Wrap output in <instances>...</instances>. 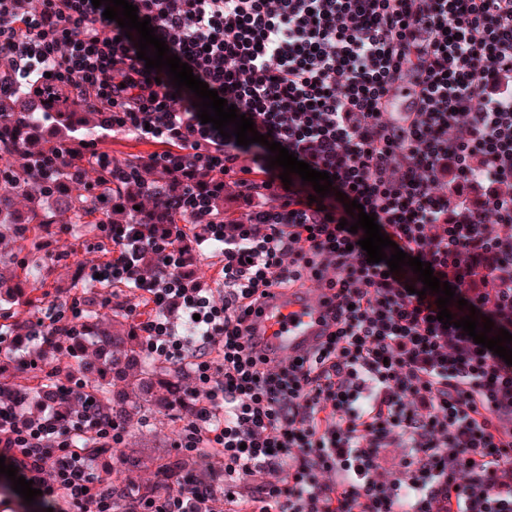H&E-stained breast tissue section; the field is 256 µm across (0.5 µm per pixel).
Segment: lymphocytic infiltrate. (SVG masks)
I'll return each mask as SVG.
<instances>
[{
    "instance_id": "f902f5d3",
    "label": "lymphocytic infiltrate",
    "mask_w": 512,
    "mask_h": 512,
    "mask_svg": "<svg viewBox=\"0 0 512 512\" xmlns=\"http://www.w3.org/2000/svg\"><path fill=\"white\" fill-rule=\"evenodd\" d=\"M172 54L221 91L255 131L328 172L386 236L440 281L476 276L471 298L512 323V0H132ZM427 40H419L420 30ZM0 77L77 109L104 130L153 145L139 158L94 152L112 200L141 185L172 230L104 224V273L139 301L132 330L206 390L178 440L224 464V488L196 478L129 512H512V365L437 321V293L410 268L371 263L323 200L295 196L247 148L201 123L162 70H146L124 29L91 0H0ZM417 109L381 119L397 85ZM234 191L247 212L225 215ZM210 251L215 297L183 255ZM159 259L141 268L145 252ZM326 288L320 344L271 362L247 335L265 293ZM181 311L190 335L171 315ZM125 424L93 412L21 423L0 407V456L43 497L115 512L86 439L117 451ZM405 454L379 472L383 450ZM258 471L271 481L253 487Z\"/></svg>"
}]
</instances>
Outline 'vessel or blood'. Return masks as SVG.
Wrapping results in <instances>:
<instances>
[{
  "mask_svg": "<svg viewBox=\"0 0 512 512\" xmlns=\"http://www.w3.org/2000/svg\"><path fill=\"white\" fill-rule=\"evenodd\" d=\"M324 291L305 288L297 294L269 298L261 316L250 318L252 332L281 358L305 353L323 332Z\"/></svg>",
  "mask_w": 512,
  "mask_h": 512,
  "instance_id": "obj_1",
  "label": "vessel or blood"
}]
</instances>
